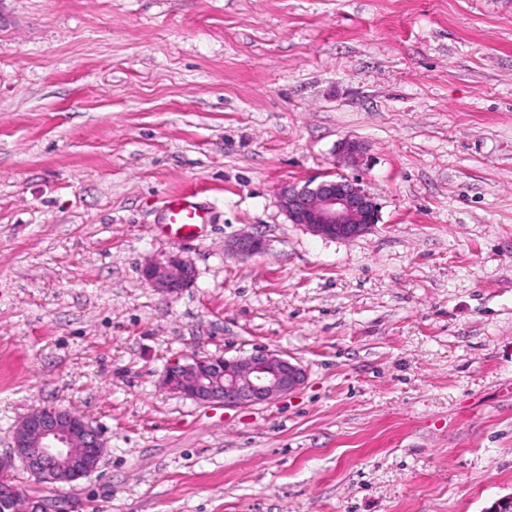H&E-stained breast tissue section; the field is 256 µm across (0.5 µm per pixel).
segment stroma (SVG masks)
I'll list each match as a JSON object with an SVG mask.
<instances>
[{"label": "stroma", "mask_w": 512, "mask_h": 512, "mask_svg": "<svg viewBox=\"0 0 512 512\" xmlns=\"http://www.w3.org/2000/svg\"><path fill=\"white\" fill-rule=\"evenodd\" d=\"M340 176L377 224L288 221L282 186ZM175 193L210 209L195 239L162 226ZM172 251L196 279L165 297L141 269ZM259 349L306 383L236 409L162 386ZM43 406L105 452L60 492L14 477L79 512L512 494V0H0V455Z\"/></svg>", "instance_id": "obj_1"}]
</instances>
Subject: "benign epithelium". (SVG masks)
Returning <instances> with one entry per match:
<instances>
[{
	"label": "benign epithelium",
	"mask_w": 512,
	"mask_h": 512,
	"mask_svg": "<svg viewBox=\"0 0 512 512\" xmlns=\"http://www.w3.org/2000/svg\"><path fill=\"white\" fill-rule=\"evenodd\" d=\"M342 156L354 166L363 161L360 143H342ZM288 220L307 231L331 239H350L379 221L375 197L357 179L344 177L279 191ZM238 252L254 255L264 250L258 236L236 242ZM144 282L158 293L173 297L194 283L192 263L179 253L149 259L142 268ZM305 369L282 355L260 350L246 357H199L171 362L163 376L171 392L201 405L221 403L226 408L269 404L300 389ZM106 444L83 416L65 408L44 406L30 411L12 435V452L0 457V480L12 478L20 461L35 483L60 489L72 487L96 469Z\"/></svg>",
	"instance_id": "benign-epithelium-1"
}]
</instances>
